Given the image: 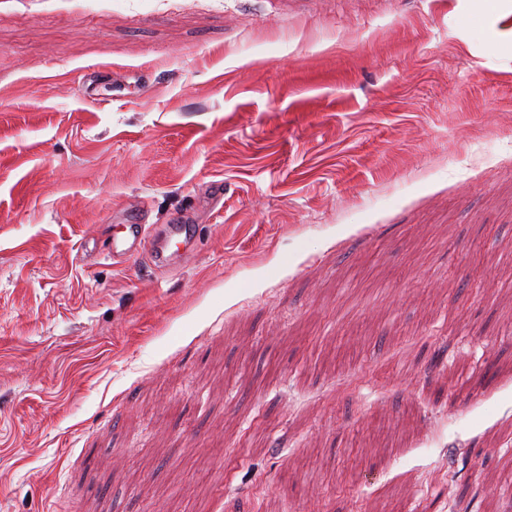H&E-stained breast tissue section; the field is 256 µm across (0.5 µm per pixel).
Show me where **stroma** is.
<instances>
[{"label":"stroma","instance_id":"stroma-1","mask_svg":"<svg viewBox=\"0 0 512 512\" xmlns=\"http://www.w3.org/2000/svg\"><path fill=\"white\" fill-rule=\"evenodd\" d=\"M511 472L512 0H0V512Z\"/></svg>","mask_w":512,"mask_h":512}]
</instances>
